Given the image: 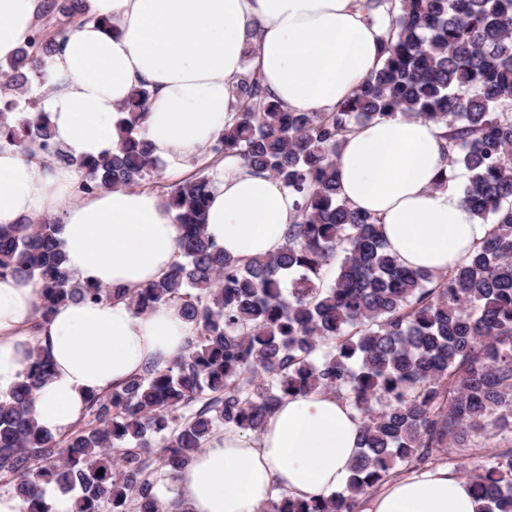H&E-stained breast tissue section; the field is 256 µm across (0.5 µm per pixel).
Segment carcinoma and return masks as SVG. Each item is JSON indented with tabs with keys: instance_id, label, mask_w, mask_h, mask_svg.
Masks as SVG:
<instances>
[{
	"instance_id": "carcinoma-1",
	"label": "carcinoma",
	"mask_w": 512,
	"mask_h": 512,
	"mask_svg": "<svg viewBox=\"0 0 512 512\" xmlns=\"http://www.w3.org/2000/svg\"><path fill=\"white\" fill-rule=\"evenodd\" d=\"M379 30L381 65L331 112H290L246 68L229 86L238 106L203 158L227 155L264 170L292 194L296 220L274 255L234 259L206 233L214 186L194 173L165 203L180 234L174 263L135 291L83 284L66 267L61 224L37 217L0 225V277L32 282L39 329L68 302L173 307L185 353L150 362L122 385L89 395L79 419L52 434L33 418L53 366L38 346L23 378L0 394V479L19 512H189L163 501L219 428L255 433L282 401L330 392L361 418L347 487L320 500L281 490L261 512H358L362 496L401 463L413 469L463 445L512 430V0H358ZM42 17L95 19L89 0H44ZM60 31L32 29L0 69V148L80 173V197L151 182L159 169L144 139L150 93L123 105L118 148L75 158L49 116L19 109L28 74L42 72ZM401 114L441 124L463 202L491 229L446 272L404 267L373 215L344 197L336 157L348 135ZM481 512H512V450L481 457L472 480Z\"/></svg>"
}]
</instances>
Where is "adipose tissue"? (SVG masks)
I'll return each instance as SVG.
<instances>
[{
    "label": "adipose tissue",
    "mask_w": 512,
    "mask_h": 512,
    "mask_svg": "<svg viewBox=\"0 0 512 512\" xmlns=\"http://www.w3.org/2000/svg\"><path fill=\"white\" fill-rule=\"evenodd\" d=\"M96 22L70 30L44 74L55 139L74 157L114 151L119 109L138 86L150 93L143 127L159 158L198 155L223 131L237 101L247 41L252 68L292 112H329L380 65L377 28L355 0H91ZM38 0H0V60L31 33ZM440 125L402 116L360 125L336 160L344 196L377 216L388 248L406 266L444 272L487 235L449 181ZM207 211V232L249 260L279 250L297 198L268 172L230 156ZM75 169L38 168L0 149V224L43 214L62 224L67 266L81 280L137 289L176 257L175 213L154 192L117 188L74 202ZM32 282L0 278V392L22 378L32 346L52 376L34 401L37 423L66 431L89 393L123 383L151 360L181 354L187 327L169 308L70 302L38 325ZM361 419L321 392L285 399L260 433L227 431L181 472L190 512H258L277 489L308 500L345 489ZM468 480L439 466L393 481L362 512H480Z\"/></svg>",
    "instance_id": "obj_1"
}]
</instances>
